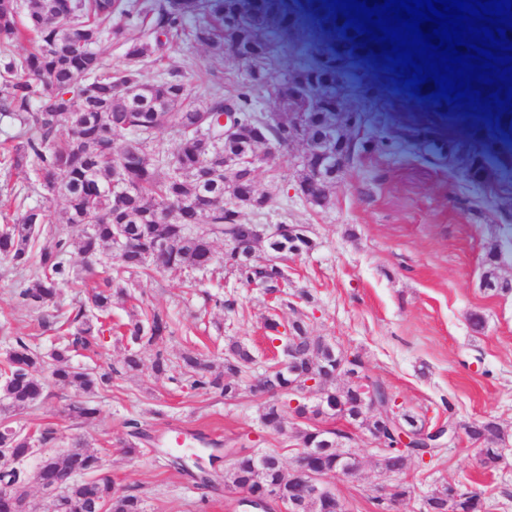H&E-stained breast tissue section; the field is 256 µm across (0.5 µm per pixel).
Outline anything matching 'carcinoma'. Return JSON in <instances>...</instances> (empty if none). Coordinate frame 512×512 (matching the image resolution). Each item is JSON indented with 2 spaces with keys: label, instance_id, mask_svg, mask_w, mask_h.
<instances>
[{
  "label": "carcinoma",
  "instance_id": "obj_1",
  "mask_svg": "<svg viewBox=\"0 0 512 512\" xmlns=\"http://www.w3.org/2000/svg\"><path fill=\"white\" fill-rule=\"evenodd\" d=\"M59 0H21L26 7L27 30L34 34L36 45L27 56L16 59L4 49L21 35L16 20L15 0H0V114L19 122L22 134L15 144L5 148L11 166L20 173L34 171L40 186L51 190V196L65 202L66 223L86 225L79 244L65 236L50 221L42 205L28 208L13 223L0 228V258L16 266L34 265L31 279L16 297L25 307L45 308L58 303L63 289L84 282V274L92 271V261L101 249L115 250L116 262L104 286L91 289L85 301L68 315L59 327L58 346L49 355L32 348L18 337L0 364V412H16L36 404L44 396L46 378L62 386L74 387L91 396L112 387V375L97 373L71 362L76 348L98 353L103 348L104 319L112 312L116 297H126L122 286L124 274L132 272H166L181 279L188 288L196 286V272H208L217 263L251 285L266 290L288 284V267L283 262L257 263L233 250L217 260L214 243L242 236L247 225L240 222L244 208L262 211L272 205L276 194L268 193L264 205L247 199L225 198L224 173L203 177L201 158L211 145L199 135L198 125H221L224 113L238 112L246 135L228 144L231 153L248 155L259 144L252 128L263 130L266 140L288 146V119L275 118L253 108L255 98L280 88L288 82V73L275 65L261 68L260 75L249 72L241 77L242 91L235 97L224 95L212 87L205 105L183 106L187 86L182 70L168 71L151 85L139 79L138 65L165 45L189 41L204 45L218 57L233 49L279 61V52L288 37V26L296 25L304 11L331 23L336 40L321 52L322 59L301 64L294 74H304L309 90L327 94L335 90L336 67L348 66L366 58L368 48L362 36L343 31L346 18L335 19L322 0H301L293 8L289 0H266L262 14L254 24L243 27L236 17L253 8L252 0H152L143 5L138 0H77L72 18L73 31L68 37L72 56L68 64L57 62L54 46L59 31L53 23L55 3ZM144 28L149 40L128 43V67L119 77L102 56V41L127 43L126 31L131 25ZM80 72L98 85L92 99L78 100L79 92L71 84L74 72ZM77 98L66 112H59L54 101L66 94ZM315 133L322 135L336 129V113H312ZM171 125L179 138L169 155L151 146L153 131ZM122 140L120 148L115 142ZM381 151L416 152V143L402 128L391 130L385 139L375 142ZM126 162L128 176L137 189L117 185L120 162ZM336 177L312 182L309 203L326 208L331 204V189ZM176 213L169 221L158 213ZM46 244H40V239ZM78 246L83 256L77 268L66 259L70 249ZM298 343L294 347L295 365L303 372L322 376L336 370V348L322 338L308 336L301 322L292 324ZM172 334L171 321L156 310L145 311L120 326L119 336L126 342L121 372L142 370L140 350L156 348L152 372L165 375L174 369L173 361L158 348ZM181 369L189 375L190 388L205 392L220 390L233 396L239 391L236 379L246 377L245 389L260 385L273 395L288 387V369L270 365L262 373L252 370L253 355L238 341L228 344L224 366L220 372L210 370L202 355L185 352ZM358 384L349 380L340 387L336 379L319 385L324 403L340 398L348 404V418L359 422L369 433L380 428L381 417L363 409L358 403ZM281 401H265L261 420L279 433H288L298 422L306 427L298 432L304 447L321 449L306 461V467L323 475H335L337 468L336 432L319 430L318 423L328 418L327 409L317 407L303 414ZM98 408L89 400L68 404L65 418L87 422L96 418ZM131 439L123 442L125 453H139V441L146 433L132 423ZM472 443L479 445L481 463L492 470L501 460L499 443L503 435L493 421H483L466 428ZM414 447L401 448L399 440L389 436V447L378 461L380 473H399L409 459L435 455L437 449L426 447V441H412ZM0 448H8L13 466L5 470L4 479L11 485L14 499L25 502L28 484L48 479L63 492L71 505L66 512H145L143 499L130 488L116 487L112 476L104 471L101 459L88 450L82 437L72 439L69 448L49 456L48 469L37 466L29 471L26 462L33 456V438L0 420ZM224 485L246 487L254 495H262L268 487L278 485L283 498L297 504V512H324L323 503L308 499L298 482L282 470L279 456L272 451L269 459L259 463L249 455H240L224 476ZM426 512H484L481 497L462 492L451 483L432 491L425 500Z\"/></svg>",
  "mask_w": 512,
  "mask_h": 512
}]
</instances>
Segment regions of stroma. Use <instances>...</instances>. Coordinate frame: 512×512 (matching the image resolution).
Instances as JSON below:
<instances>
[{
    "label": "stroma",
    "instance_id": "1",
    "mask_svg": "<svg viewBox=\"0 0 512 512\" xmlns=\"http://www.w3.org/2000/svg\"><path fill=\"white\" fill-rule=\"evenodd\" d=\"M330 39L317 18L302 16L281 57L282 68L296 67ZM167 69L186 71L190 99L197 104L204 102L209 83L228 96L241 89L237 63L214 61L200 45L181 42L161 59L147 58L140 78L153 83ZM344 80L353 105L383 112L387 125L412 127L422 139L458 140L477 126L487 135L473 152L442 163L424 155L368 151L337 180L325 209L312 208L296 191L301 146L283 150L255 176L259 191H276L273 206L261 214L242 211L240 220L307 226L314 247L287 260V304L271 302L263 288L243 284L228 271L209 275L196 290L167 274L138 273L128 277L129 297L113 306L112 320L160 311L172 323L173 333L162 343L171 358L196 350L218 369L225 343L235 338L251 348L258 371L273 356L267 319L286 327L304 322L309 336L324 338L344 355H359L403 411L431 425L446 422L461 429L456 442L431 461L411 460L402 473L386 479L364 430L326 420L327 428L360 440V470L331 480L348 512H381L377 498L383 486L399 484L410 493L391 503L392 512H424L426 496L447 482L480 494L485 512H512V141L493 132L488 119L434 111L391 80L381 63L356 62ZM37 204L47 206L65 235H82V227L65 224L63 200L47 199L35 174H18L0 151V225ZM31 273L0 258V358L18 337L44 353L54 346L56 308L33 310L16 299ZM490 278L495 288H487ZM475 313L482 317L477 326L470 320ZM123 354L113 336L105 339L101 355L73 358L115 374L111 391L95 398L100 409L95 420L65 421L67 405L80 393L51 383L36 406L13 414L14 427L58 428L56 440L45 447L49 454L84 437L116 485L142 497L146 512H244L238 495L206 489L167 465L174 454L195 467L197 458L207 457L211 441L237 452L277 451L285 471H292L300 440L296 432L284 436L262 424L261 400L244 391L232 399L194 391L178 373L154 376L149 348L141 352L142 371L127 375L119 370ZM484 418L494 419L505 437L504 459L491 474L462 432ZM131 420L150 435L133 458L122 448Z\"/></svg>",
    "mask_w": 512,
    "mask_h": 512
}]
</instances>
